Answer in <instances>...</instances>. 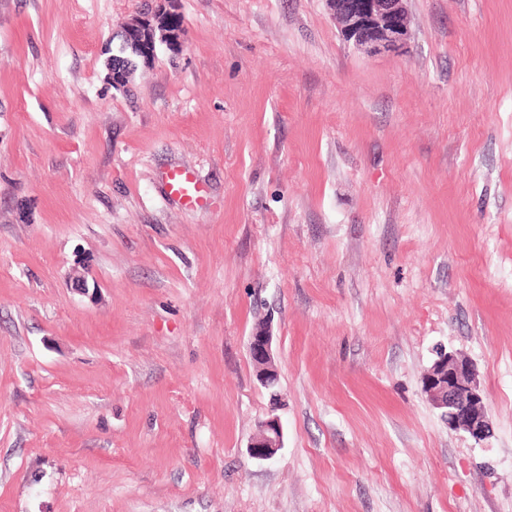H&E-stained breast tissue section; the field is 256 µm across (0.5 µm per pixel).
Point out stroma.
I'll list each match as a JSON object with an SVG mask.
<instances>
[{
	"instance_id": "stroma-1",
	"label": "stroma",
	"mask_w": 512,
	"mask_h": 512,
	"mask_svg": "<svg viewBox=\"0 0 512 512\" xmlns=\"http://www.w3.org/2000/svg\"><path fill=\"white\" fill-rule=\"evenodd\" d=\"M140 3L0 0V512H512V0H407L377 55L325 0H178L126 93ZM439 347L484 444L422 393ZM168 29L178 30L182 34V36H185V28H184L183 19H182V16L180 15V13H175V14L168 16L164 20V22H162L160 24V26H157V28L154 30V33H152V35L156 39L157 43H159L161 31L165 30V32H163V34L165 36V41L172 40V42H173L171 44L172 46L180 47V45L182 43V38H181L180 33L177 31H174V32L166 31ZM140 20L145 21V18H130L122 22L120 26L128 34L139 35L146 32L145 25L141 24ZM122 29L112 34V42L115 39L119 41L115 51H112V63L115 61L122 66L123 80L121 88L124 92H127L129 91L128 85L132 75L139 65L137 63L142 61V59L140 55L141 48L137 44H132ZM162 181L171 197L184 206L205 208L207 191L194 171L187 167H175L162 174ZM273 343L274 336L267 326L255 328L247 341L248 355L256 370L257 379L267 389L280 378ZM422 390L451 429L467 434L476 444L492 436L487 397L470 359L440 352L424 378ZM283 445V425L278 416L271 415L260 423L258 432L247 444V450L252 459L267 461L275 457Z\"/></svg>"
}]
</instances>
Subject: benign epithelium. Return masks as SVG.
Returning <instances> with one entry per match:
<instances>
[{
    "instance_id": "1",
    "label": "benign epithelium",
    "mask_w": 512,
    "mask_h": 512,
    "mask_svg": "<svg viewBox=\"0 0 512 512\" xmlns=\"http://www.w3.org/2000/svg\"><path fill=\"white\" fill-rule=\"evenodd\" d=\"M345 42L368 53L391 52L402 47L409 34L405 0H325ZM274 336L266 326L255 328L247 341L249 358L260 384L269 388L280 378L275 359ZM423 394L440 411L448 427L481 444L493 427L486 394L475 364L468 358L442 352L428 370ZM284 445L281 420L271 415L260 423L247 444L257 461L275 457Z\"/></svg>"
}]
</instances>
